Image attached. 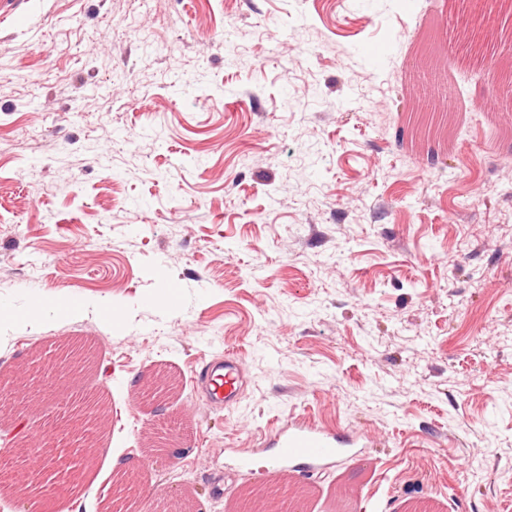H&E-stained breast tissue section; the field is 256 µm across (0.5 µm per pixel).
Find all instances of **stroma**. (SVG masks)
<instances>
[{
  "label": "stroma",
  "instance_id": "obj_1",
  "mask_svg": "<svg viewBox=\"0 0 512 512\" xmlns=\"http://www.w3.org/2000/svg\"><path fill=\"white\" fill-rule=\"evenodd\" d=\"M466 8L0 0V306L85 303L0 325V385L99 349L0 406V442L99 400L69 512H512V21L472 51ZM225 352L246 386L212 409L193 373ZM286 416L370 444L243 481ZM59 360L65 372L70 375L86 371L91 362V359L78 349V344L64 346L60 350ZM279 492H269L261 499H254L251 496H246L242 500V506L238 510L240 512H298L302 511L301 507L302 494L294 492L290 494V499L293 502L289 505L280 497H276Z\"/></svg>",
  "mask_w": 512,
  "mask_h": 512
}]
</instances>
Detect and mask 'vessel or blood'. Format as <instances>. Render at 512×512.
Here are the masks:
<instances>
[{"instance_id": "1", "label": "vessel or blood", "mask_w": 512, "mask_h": 512, "mask_svg": "<svg viewBox=\"0 0 512 512\" xmlns=\"http://www.w3.org/2000/svg\"><path fill=\"white\" fill-rule=\"evenodd\" d=\"M211 404L231 406L243 390V368L232 356L206 357L195 376ZM355 443L313 421L287 416L280 420L271 438L269 469L294 466L331 467L355 455Z\"/></svg>"}]
</instances>
